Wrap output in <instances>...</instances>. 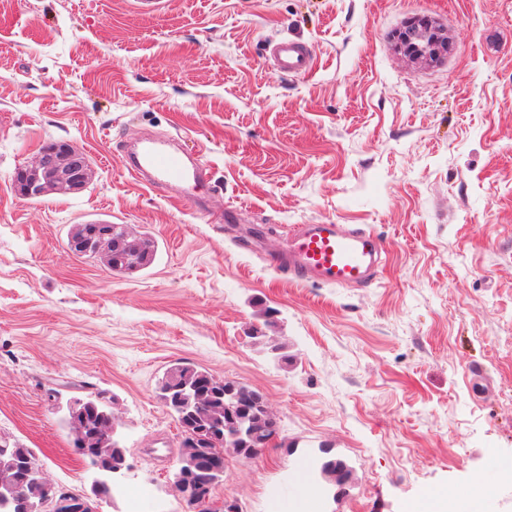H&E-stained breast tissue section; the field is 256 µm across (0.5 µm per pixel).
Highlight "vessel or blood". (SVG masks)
I'll return each mask as SVG.
<instances>
[{"mask_svg":"<svg viewBox=\"0 0 512 512\" xmlns=\"http://www.w3.org/2000/svg\"><path fill=\"white\" fill-rule=\"evenodd\" d=\"M275 69L283 75L309 73L315 63L306 44L283 40L270 49ZM123 167L138 183L155 191L183 190L184 201L198 216H211L214 195L211 168L197 154L169 138L147 137L124 155ZM384 247L376 233L356 224H298L284 250L264 253L268 267L289 279L339 288H367L383 263Z\"/></svg>","mask_w":512,"mask_h":512,"instance_id":"1","label":"vessel or blood"}]
</instances>
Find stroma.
I'll return each mask as SVG.
<instances>
[{
	"label": "stroma",
	"instance_id": "obj_1",
	"mask_svg": "<svg viewBox=\"0 0 512 512\" xmlns=\"http://www.w3.org/2000/svg\"><path fill=\"white\" fill-rule=\"evenodd\" d=\"M415 15L449 58L399 51ZM288 38L311 45L310 73L273 68ZM147 133L202 153L264 249L295 224H363L385 268L363 289L289 283L123 170L117 141ZM55 141L91 181L16 196V169ZM94 220L152 238V264L117 275L71 252ZM267 311L278 361L248 336ZM179 361L259 391L279 423L256 459L227 457L207 512H277L306 463L316 512H407L478 479L512 512L485 454L512 458V0H0V437L89 491L66 407L106 390L133 469L96 512H191L158 391ZM329 458L350 470L332 490Z\"/></svg>",
	"mask_w": 512,
	"mask_h": 512
}]
</instances>
